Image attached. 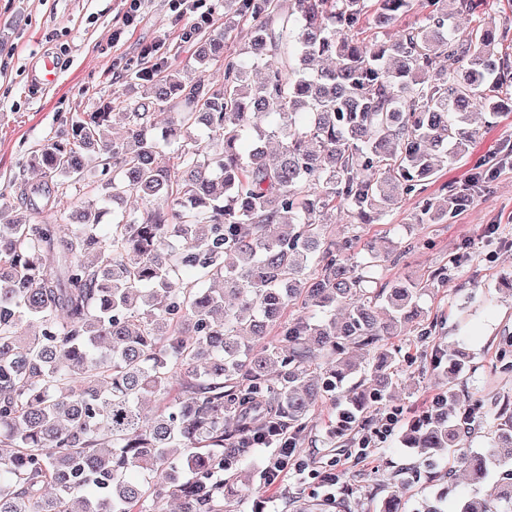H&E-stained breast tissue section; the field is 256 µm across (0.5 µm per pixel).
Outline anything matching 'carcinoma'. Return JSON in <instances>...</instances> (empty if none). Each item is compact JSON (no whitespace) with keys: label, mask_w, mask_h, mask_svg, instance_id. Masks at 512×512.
Returning <instances> with one entry per match:
<instances>
[{"label":"carcinoma","mask_w":512,"mask_h":512,"mask_svg":"<svg viewBox=\"0 0 512 512\" xmlns=\"http://www.w3.org/2000/svg\"><path fill=\"white\" fill-rule=\"evenodd\" d=\"M195 58L224 65L223 82L155 63L143 98L110 99L33 155L46 180L24 185L23 211L0 207V512H164L169 497L235 512L221 475L266 418L297 438L320 399L363 414L399 385L387 340L419 329L423 297L452 280L455 256L379 287L380 257L334 226L380 223L469 154L473 111H512L494 18L461 31L448 0H224ZM92 161L109 198L144 205L102 238L89 202L62 234L40 217L72 206ZM467 202L425 198L418 223ZM447 356V407L404 432L422 455L457 447L481 414L455 388L463 355ZM497 415L488 449L458 463L474 482L508 476L458 512H512V405Z\"/></svg>","instance_id":"obj_1"}]
</instances>
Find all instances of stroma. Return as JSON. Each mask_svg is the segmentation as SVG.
<instances>
[{
  "label": "stroma",
  "instance_id": "stroma-1",
  "mask_svg": "<svg viewBox=\"0 0 512 512\" xmlns=\"http://www.w3.org/2000/svg\"><path fill=\"white\" fill-rule=\"evenodd\" d=\"M126 0H0V205L20 202L21 183L40 181L29 160L50 137L70 129L85 112L95 111L112 96L140 99L136 76L152 64L145 48L177 65L189 76L219 84L224 68L197 65L194 45L207 32L224 25V0H199L198 12L177 17L171 0H146L133 26L123 27ZM121 30L113 39V30ZM58 61L56 81L32 89L30 70L43 52ZM481 137L467 158L439 173L427 184V196L443 198L444 184L467 190L472 203L442 224L415 225L419 198L410 194L382 223L366 228L339 223L338 236L360 235L363 245L387 255L412 241L415 248L401 261H383L382 281L430 274L449 256L460 258L449 287L425 296L422 307L432 322L429 336H401L393 341L401 352L400 386L391 396L371 403L366 420L349 430L337 429L338 405L319 404L297 441L303 474L289 475L276 489L263 483L243 490L237 512H378L391 494L402 500V512H418L422 499L438 501L442 512H457L459 503L486 494L501 476L472 484L463 474L447 477L448 454L419 455L404 447L400 433L370 449L366 460L356 456L365 428L387 412L402 423L426 413L429 400L447 377L435 355L459 349L467 366L458 376L459 391L485 401L486 413L464 449L482 450L497 429L498 403L512 401V369L504 368L502 350L512 342V294L501 290L502 276L512 275V112L493 123H481ZM494 168L486 183H473L479 164ZM336 468V499L324 498L321 476Z\"/></svg>",
  "mask_w": 512,
  "mask_h": 512
}]
</instances>
